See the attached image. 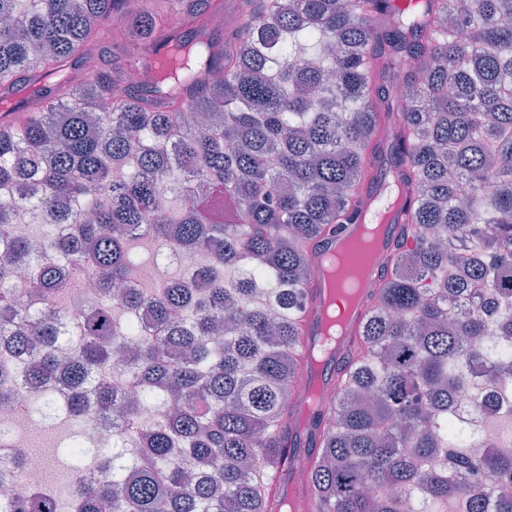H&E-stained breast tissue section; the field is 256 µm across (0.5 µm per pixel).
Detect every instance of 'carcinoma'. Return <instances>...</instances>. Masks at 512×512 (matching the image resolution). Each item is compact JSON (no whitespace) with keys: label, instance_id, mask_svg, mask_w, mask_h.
<instances>
[{"label":"carcinoma","instance_id":"carcinoma-1","mask_svg":"<svg viewBox=\"0 0 512 512\" xmlns=\"http://www.w3.org/2000/svg\"><path fill=\"white\" fill-rule=\"evenodd\" d=\"M163 2L0 0V104L29 113L0 123V187L48 225L19 236L0 206V353L24 360L12 381L45 420L61 377L64 413L86 422L125 403L110 377L135 393L112 447L68 440L84 477L67 496L0 512H285L313 255L355 223L383 163L413 201L414 245L369 291L314 421L313 512H512V450L448 401L471 367L512 393V0H241L222 42L197 0ZM388 11L396 25H373ZM115 18L124 33L100 67ZM134 51L159 63L150 89L129 81ZM24 79L42 87L20 106ZM144 235L199 265L140 287ZM35 239L66 266L36 264L20 288ZM86 275L105 294L130 287L65 326ZM450 461L466 483L448 481Z\"/></svg>","mask_w":512,"mask_h":512}]
</instances>
